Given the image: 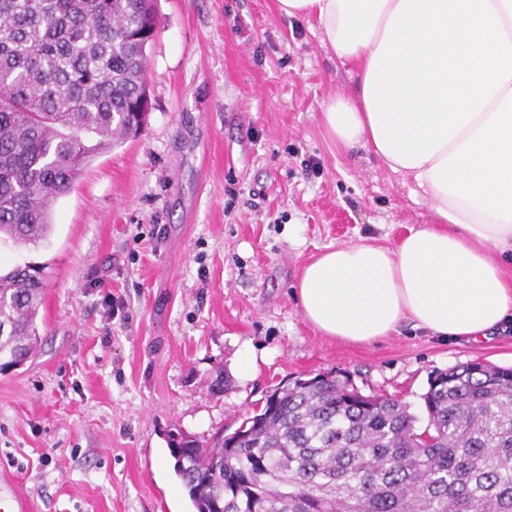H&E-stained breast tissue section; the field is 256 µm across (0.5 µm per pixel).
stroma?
Masks as SVG:
<instances>
[{"label": "stroma", "instance_id": "35a3bbf8", "mask_svg": "<svg viewBox=\"0 0 512 512\" xmlns=\"http://www.w3.org/2000/svg\"><path fill=\"white\" fill-rule=\"evenodd\" d=\"M146 55L139 135L57 199L47 240L0 242V267L43 269L42 350L0 372V463L36 512H194L168 434L213 443L300 375L345 373L421 418L432 373L512 367L511 323L479 343L405 323L359 345L304 320L296 284L324 247L431 222L411 178L327 135L322 107L357 75L314 20L276 0H157Z\"/></svg>", "mask_w": 512, "mask_h": 512}]
</instances>
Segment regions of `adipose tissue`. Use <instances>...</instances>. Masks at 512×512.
Listing matches in <instances>:
<instances>
[{
  "label": "adipose tissue",
  "instance_id": "ef3b65f1",
  "mask_svg": "<svg viewBox=\"0 0 512 512\" xmlns=\"http://www.w3.org/2000/svg\"><path fill=\"white\" fill-rule=\"evenodd\" d=\"M315 18L358 75L323 107L342 149L413 179L432 223L395 246L369 238L308 262L297 285L319 333L368 344L402 322L489 339L512 320V0H277Z\"/></svg>",
  "mask_w": 512,
  "mask_h": 512
}]
</instances>
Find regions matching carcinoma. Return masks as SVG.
<instances>
[{
	"instance_id": "cac0c4a2",
	"label": "carcinoma",
	"mask_w": 512,
	"mask_h": 512,
	"mask_svg": "<svg viewBox=\"0 0 512 512\" xmlns=\"http://www.w3.org/2000/svg\"><path fill=\"white\" fill-rule=\"evenodd\" d=\"M156 0H0V240L47 238L92 159L149 109ZM39 270L0 272V370L41 346ZM426 425L338 373L276 387L205 448L168 435L196 512H512V369L474 360L433 374Z\"/></svg>"
}]
</instances>
